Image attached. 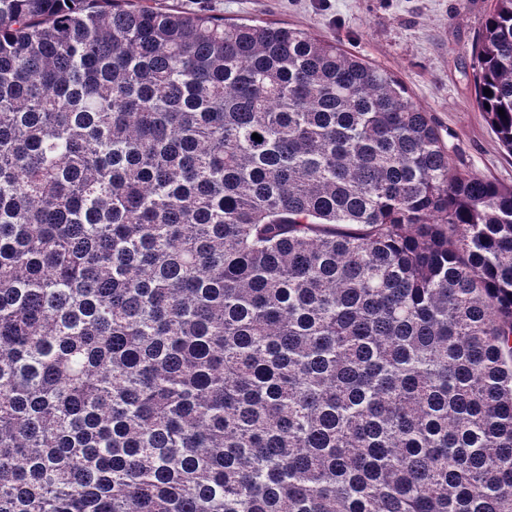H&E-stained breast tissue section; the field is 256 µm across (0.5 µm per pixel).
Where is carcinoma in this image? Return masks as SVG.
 I'll return each mask as SVG.
<instances>
[{"label": "carcinoma", "mask_w": 512, "mask_h": 512, "mask_svg": "<svg viewBox=\"0 0 512 512\" xmlns=\"http://www.w3.org/2000/svg\"><path fill=\"white\" fill-rule=\"evenodd\" d=\"M0 512H512V185L336 40L0 0Z\"/></svg>", "instance_id": "cac0c4a2"}]
</instances>
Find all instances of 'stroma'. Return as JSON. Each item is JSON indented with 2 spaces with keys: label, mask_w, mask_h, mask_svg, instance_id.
<instances>
[{
  "label": "stroma",
  "mask_w": 512,
  "mask_h": 512,
  "mask_svg": "<svg viewBox=\"0 0 512 512\" xmlns=\"http://www.w3.org/2000/svg\"><path fill=\"white\" fill-rule=\"evenodd\" d=\"M228 19L266 20L339 40L399 78L439 127L453 159L512 185V154L474 102L475 43L490 0H160Z\"/></svg>",
  "instance_id": "35a3bbf8"
}]
</instances>
